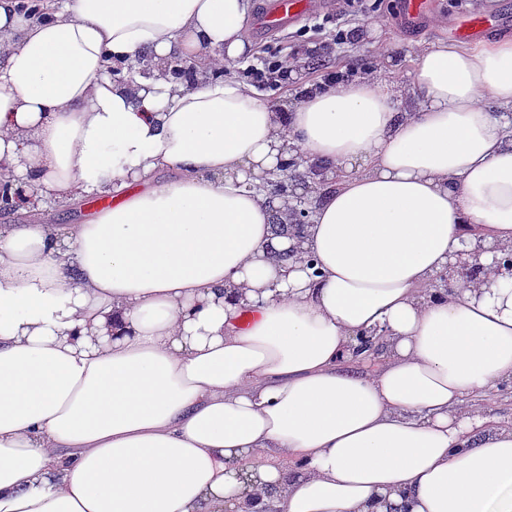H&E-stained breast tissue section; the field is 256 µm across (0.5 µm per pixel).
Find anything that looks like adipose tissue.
Listing matches in <instances>:
<instances>
[{
  "label": "adipose tissue",
  "instance_id": "adipose-tissue-1",
  "mask_svg": "<svg viewBox=\"0 0 512 512\" xmlns=\"http://www.w3.org/2000/svg\"><path fill=\"white\" fill-rule=\"evenodd\" d=\"M22 2L0 186L113 204L0 224V512H512V424L469 403L512 384V278L435 285L475 235L512 248V37L281 105L222 75L250 0ZM202 51L197 88L162 76ZM296 154L337 177L297 242L256 189Z\"/></svg>",
  "mask_w": 512,
  "mask_h": 512
}]
</instances>
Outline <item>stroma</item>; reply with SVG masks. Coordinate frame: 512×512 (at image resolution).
<instances>
[{
    "label": "stroma",
    "instance_id": "1",
    "mask_svg": "<svg viewBox=\"0 0 512 512\" xmlns=\"http://www.w3.org/2000/svg\"><path fill=\"white\" fill-rule=\"evenodd\" d=\"M428 10L416 21H408L402 0H359L354 9L333 15L330 0H322L314 13L297 18L283 30L265 32L252 26L254 54L250 61L227 64L231 79L247 82L248 65L287 56L298 62V80L266 89L270 100L297 99L301 85H316L324 74L336 72L353 78L372 71L379 56L390 59L381 78L411 84L419 44L447 41L448 27L464 12H496L499 27L483 33V40L512 35V0H428ZM358 30V38L337 43V31Z\"/></svg>",
    "mask_w": 512,
    "mask_h": 512
}]
</instances>
